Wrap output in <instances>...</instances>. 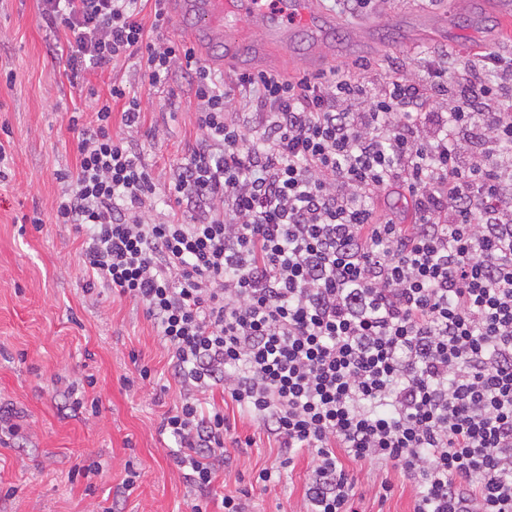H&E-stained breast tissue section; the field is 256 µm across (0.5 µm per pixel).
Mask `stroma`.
<instances>
[{
    "label": "stroma",
    "mask_w": 512,
    "mask_h": 512,
    "mask_svg": "<svg viewBox=\"0 0 512 512\" xmlns=\"http://www.w3.org/2000/svg\"><path fill=\"white\" fill-rule=\"evenodd\" d=\"M323 9L336 19L326 44L328 64L353 75L384 74L388 60L405 76L424 70L426 49L447 50L449 63L473 50L512 51V0H375L358 17L332 0ZM0 128L6 146L7 181L0 183V402L12 404L27 439L18 448L0 447V512H97L102 501L114 512H191L194 493L180 478L174 441L159 434L164 412L179 402L177 387L152 388L136 378V365L166 378L169 352L141 306L109 292L85 290L82 239L63 224L34 228L33 212L49 213L61 191L59 169H75L76 138L68 120L74 110L92 120V95L107 97L112 82L130 87L146 114L135 133L160 183L183 162L198 137L197 104L185 78L161 90L142 82L133 61L72 84L65 62L49 52L37 0H0ZM96 379L98 414L65 406L69 387L87 375ZM232 460L226 487L233 490L277 454L268 442L252 448L228 445ZM140 473L130 496L117 495L126 462ZM97 463L94 480L70 482L76 465ZM365 499L364 512H409L414 491L395 487L378 503L373 470L351 466ZM307 478L299 460L271 490L255 494V512H298Z\"/></svg>",
    "instance_id": "1"
}]
</instances>
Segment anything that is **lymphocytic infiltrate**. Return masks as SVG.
Listing matches in <instances>:
<instances>
[{"label":"lymphocytic infiltrate","instance_id":"obj_1","mask_svg":"<svg viewBox=\"0 0 512 512\" xmlns=\"http://www.w3.org/2000/svg\"><path fill=\"white\" fill-rule=\"evenodd\" d=\"M38 0L70 80L138 61L150 86L188 78L200 136L160 185L137 144V96L115 83L92 121L69 118L75 169L52 223L82 233L87 289L144 307L180 403L161 432L196 491L191 512H249L298 457L303 512H360L349 464L415 488L411 512H512V54L422 78L333 69L221 77L193 47L156 42L154 0ZM239 93L242 116L229 113ZM407 193L411 223L381 208ZM173 204L152 218L161 193ZM223 397L277 462L217 494L233 426Z\"/></svg>","mask_w":512,"mask_h":512}]
</instances>
